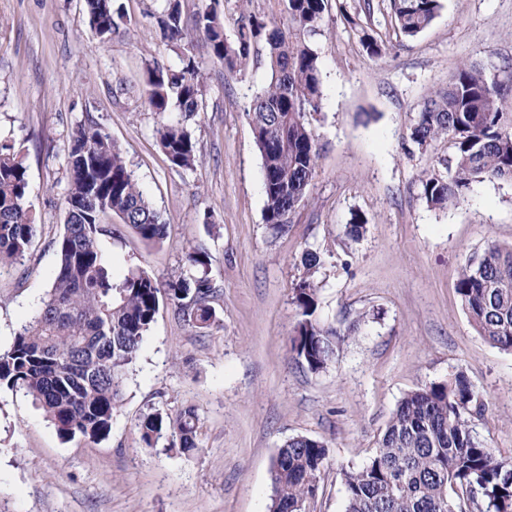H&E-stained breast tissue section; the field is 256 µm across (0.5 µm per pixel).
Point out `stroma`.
I'll return each mask as SVG.
<instances>
[{"instance_id":"35a3bbf8","label":"stroma","mask_w":512,"mask_h":512,"mask_svg":"<svg viewBox=\"0 0 512 512\" xmlns=\"http://www.w3.org/2000/svg\"><path fill=\"white\" fill-rule=\"evenodd\" d=\"M123 19L108 39L91 29L85 0H0V138L27 166L37 233L25 258L0 270V350L42 307L58 256L74 131L101 127L168 226L148 244L120 219L102 244L116 274L142 268L158 282L188 271L184 253L210 256L217 319L201 329L161 305L128 370L106 440L61 439L23 392L0 389V512H268L271 463L297 436L329 448L309 512H345L340 472L369 459L406 393L464 372L486 405L472 424L512 458V352L472 327L456 291L467 259L512 244V180L473 184L459 205L430 208L419 177L451 151L410 138L430 89L461 63L487 75L512 65V0H442L433 23L397 35L388 0H328L315 46L322 110L309 120L321 151L304 201L275 232L265 221L262 160L246 109L268 79L263 61L229 74L204 41L206 80L184 122L199 155L172 165L146 100V69L178 63L161 41L164 0H115ZM383 39L379 59L361 37ZM364 228L351 237L352 217ZM314 274L320 320L346 335L328 367L290 353L293 287L302 255ZM200 415L197 449L148 447L137 423L159 409Z\"/></svg>"}]
</instances>
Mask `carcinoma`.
Wrapping results in <instances>:
<instances>
[{"label": "carcinoma", "mask_w": 512, "mask_h": 512, "mask_svg": "<svg viewBox=\"0 0 512 512\" xmlns=\"http://www.w3.org/2000/svg\"><path fill=\"white\" fill-rule=\"evenodd\" d=\"M158 26L169 42L192 43L203 34L211 59L232 75L245 70L262 41L271 78L251 100L246 115L262 159L267 223L283 229L304 200L319 147L306 119L321 108L319 34L328 0H284L287 22L278 24L242 9L235 38L224 32L214 9L185 24L179 0H166ZM90 27L101 37L118 28L112 0H85ZM441 0H390L391 21L405 37H415L439 15ZM202 62L190 49L175 67L147 68V99L160 117L159 144L169 161L193 169L196 145L180 122L166 120L175 105L189 117L199 110ZM410 138L424 147L446 139L453 152L441 168L420 178L422 195L434 209L464 199L485 180H512V72L497 79L464 63L445 88L430 92ZM64 231L56 241L58 266L43 306L0 351V388L22 389L44 411L64 439L100 442L109 437L121 401L123 378L139 354L160 304L173 305L196 327L216 321L210 305L214 285L207 276L209 255L187 251L196 274L180 273L164 286L143 269L114 275L101 237L105 220L117 216L145 241L161 243L167 224L128 169L121 150L105 131L80 127L72 135ZM29 182L22 158L0 141V270L21 262L36 224L28 205ZM320 254L308 251L307 275L294 287L298 322L291 340L295 359L311 372L333 361L342 340L316 314L313 270ZM457 292L475 331L491 345L512 352V245L492 242L461 267ZM484 404L464 373L407 393L399 402L369 460L344 469L345 512H512V459L494 455L479 439L471 418ZM199 414L194 406L176 418L154 409L140 419L143 442L151 447L171 437L182 453L197 448ZM328 457L321 441L296 437L272 460L269 512H302L313 497ZM478 496H472V487Z\"/></svg>", "instance_id": "cac0c4a2"}]
</instances>
